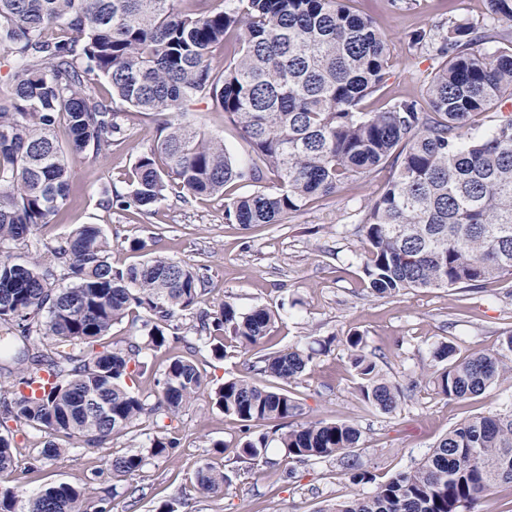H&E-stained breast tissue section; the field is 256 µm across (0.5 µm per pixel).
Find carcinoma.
Here are the masks:
<instances>
[{
  "mask_svg": "<svg viewBox=\"0 0 512 512\" xmlns=\"http://www.w3.org/2000/svg\"><path fill=\"white\" fill-rule=\"evenodd\" d=\"M348 2L0 0V47L15 69L0 81V248L25 242L65 207L67 155L108 156L122 144L125 122L152 112L163 120L138 156L127 192L107 198L108 208L148 214L169 195L185 201L222 194L229 183H258L271 173L275 186L229 199L224 217L246 227L281 224L308 201L389 162L393 179L354 228L367 246L372 293L511 278L512 36L489 34L468 19L413 32V44L442 59L426 87L428 111L397 99L364 112L361 103L380 95L390 77L388 38ZM487 3L492 20L512 22V0ZM199 97L241 130L247 159L169 119ZM489 113L493 126L475 123ZM130 248L144 259L115 268L102 228L82 224L66 237L36 242L27 260L0 254V353L20 370L0 393V416L50 436L42 449L47 458L62 452L54 436L104 448L142 416L168 418L206 387L197 366L176 356L155 400L131 390L126 380L139 373L143 350L201 341L222 358L224 339L259 349L274 324L264 306L241 312L226 301L214 312L196 309L203 274L151 255L143 240ZM60 279L69 283L58 288ZM134 308L146 314L145 334L96 350ZM43 336L53 342L48 352L30 346ZM347 345L359 395L377 410L394 411L402 388L366 354L362 336L347 337ZM433 357L444 363L433 376L439 394L477 395L512 378V330L492 353L463 356L443 342ZM258 359L274 386L231 378L210 394L247 431L275 424L272 434L247 438L239 457L255 461L274 444L298 462L336 458L353 484L370 482L352 454L360 429L303 419L288 390L312 353L290 346ZM178 446L161 435L149 454L167 456ZM13 462L11 439L0 433V472ZM145 465L141 453L113 457L112 484L96 503L59 482L30 499L26 512H113L120 481L128 482L126 496L144 499L145 485L135 478ZM228 484L224 471L204 464L182 492V505ZM501 484H512V409L456 425L415 469L319 512H480L477 505Z\"/></svg>",
  "mask_w": 512,
  "mask_h": 512,
  "instance_id": "cac0c4a2",
  "label": "carcinoma"
}]
</instances>
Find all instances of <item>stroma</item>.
I'll use <instances>...</instances> for the list:
<instances>
[{
  "label": "stroma",
  "instance_id": "stroma-1",
  "mask_svg": "<svg viewBox=\"0 0 512 512\" xmlns=\"http://www.w3.org/2000/svg\"><path fill=\"white\" fill-rule=\"evenodd\" d=\"M351 6L370 15L387 35L393 62L383 96L363 102L366 112L379 110L391 98L424 99L439 60L433 52L411 46L413 31L451 17L479 19L487 9L486 0H416L407 10L396 9L391 0H352ZM182 119L223 139L231 153L243 156L239 131L225 122L223 113L214 111L210 101L197 102ZM157 121L149 112L137 115L126 141L107 157H73L68 202L57 222L35 231V238L65 236L80 225L98 224L111 240L113 266L140 261V253L129 247L139 238L152 254L203 268L208 283L199 307L215 309L229 300L243 311L260 305L275 312L265 351L295 345L315 348L306 376L292 392L306 419L359 426L363 443L354 454L370 478L365 491L415 468L457 424L512 408V380L459 401L437 394L431 381L439 368L432 357L439 342L466 354L498 348L504 332L512 330V283L410 289L380 298L365 281L363 243L340 234L341 225L356 223L359 209L382 194L391 169L356 175L336 194L309 202L281 224L245 227L225 221V197L252 193V183L230 185L223 195L188 202L170 197L154 205L148 216L133 209H104L101 202L111 191L126 190L125 180ZM355 333L363 336L367 352L383 373L408 389L393 413L376 411L359 398L346 345L347 336ZM185 353L180 342L158 352L146 351V370L138 377L136 390L154 392L169 357ZM190 356L210 383L241 376L260 386L272 383L260 373L251 351L230 345L219 360L201 344ZM166 426L180 440L179 448L167 457L149 456L158 428L154 416L146 415L114 436L106 449L59 438L62 452L50 459L41 455L44 433L12 426L16 463L0 473V488L16 493V512H25L28 500L46 485L61 481L79 486L93 502L107 479L108 455L140 452L148 457L143 473L148 495L135 504L117 496L114 512H155L190 485L203 461L224 470L231 483L222 495L195 503L196 512H320L325 504L357 490L336 459L296 464L275 447L269 448L266 460L240 459L242 424L213 406L208 392H200ZM289 469L294 478H285Z\"/></svg>",
  "mask_w": 512,
  "mask_h": 512
}]
</instances>
